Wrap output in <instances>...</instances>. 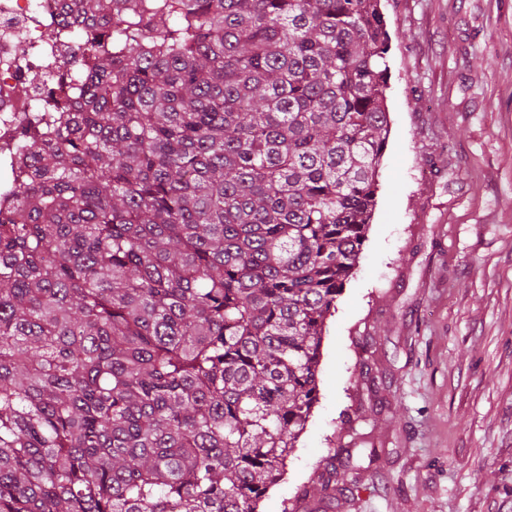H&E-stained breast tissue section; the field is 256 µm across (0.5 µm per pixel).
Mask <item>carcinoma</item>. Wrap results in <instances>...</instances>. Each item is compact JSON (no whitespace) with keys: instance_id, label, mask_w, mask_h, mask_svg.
Segmentation results:
<instances>
[{"instance_id":"carcinoma-1","label":"carcinoma","mask_w":512,"mask_h":512,"mask_svg":"<svg viewBox=\"0 0 512 512\" xmlns=\"http://www.w3.org/2000/svg\"><path fill=\"white\" fill-rule=\"evenodd\" d=\"M0 221V512H259L389 123L380 0H72ZM56 55L57 65L61 67L60 69L63 70L62 75L65 74V76L64 79H62L63 76L59 77L56 87L52 88L53 90H55V93L58 97H64L68 96V94L70 93L71 84L67 79L66 71L68 73H73L76 70V68L70 63V61L72 60L70 48L58 45V47H56Z\"/></svg>"}]
</instances>
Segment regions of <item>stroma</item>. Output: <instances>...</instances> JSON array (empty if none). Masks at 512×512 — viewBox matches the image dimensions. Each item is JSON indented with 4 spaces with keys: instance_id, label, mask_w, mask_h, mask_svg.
I'll return each mask as SVG.
<instances>
[{
    "instance_id": "obj_1",
    "label": "stroma",
    "mask_w": 512,
    "mask_h": 512,
    "mask_svg": "<svg viewBox=\"0 0 512 512\" xmlns=\"http://www.w3.org/2000/svg\"><path fill=\"white\" fill-rule=\"evenodd\" d=\"M381 10L377 206L260 512H512V0ZM341 448L342 494L322 487Z\"/></svg>"
}]
</instances>
